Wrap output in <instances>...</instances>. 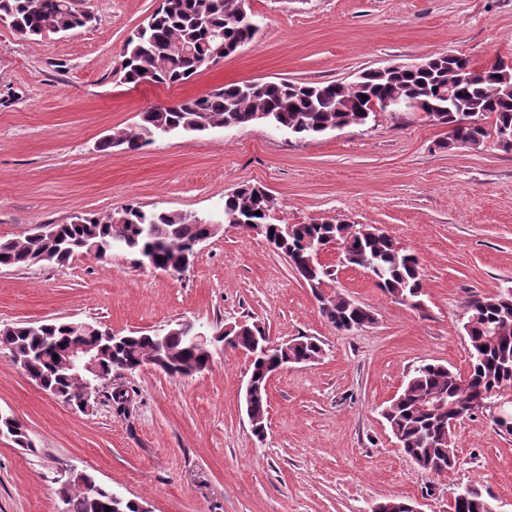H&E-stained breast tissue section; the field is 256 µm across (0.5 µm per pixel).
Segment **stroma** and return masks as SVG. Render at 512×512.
Here are the masks:
<instances>
[{"mask_svg":"<svg viewBox=\"0 0 512 512\" xmlns=\"http://www.w3.org/2000/svg\"><path fill=\"white\" fill-rule=\"evenodd\" d=\"M159 0H76L87 27L42 41L0 24V238L129 203L223 219L224 195L254 184L272 221L377 227L420 261V307L398 301L336 247L333 280L312 290L262 236L224 228L181 275L135 269L127 256L0 267V325L95 322L112 333L204 330L244 319L282 343L313 336L325 353L269 384L266 434L246 413L249 360L215 350L209 367L153 366L114 376L82 412L44 393L0 347V412L34 445L0 437V512H57L67 470L95 476L151 512H371L390 497L450 512L474 486L512 512V434L489 414L462 420L457 465L418 471L382 409L424 362L466 372L472 296L512 290V152L495 138L445 148L446 125L421 112H373L361 125L305 140L250 124L100 149L152 105L245 80L349 83L362 71L452 53L476 67L512 61V0H250L251 43L168 87L123 82L121 50ZM338 294L374 320L337 330L319 296ZM128 392L125 409L113 388Z\"/></svg>","mask_w":512,"mask_h":512,"instance_id":"1","label":"stroma"}]
</instances>
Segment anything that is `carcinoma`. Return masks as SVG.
<instances>
[{
  "instance_id": "carcinoma-1",
  "label": "carcinoma",
  "mask_w": 512,
  "mask_h": 512,
  "mask_svg": "<svg viewBox=\"0 0 512 512\" xmlns=\"http://www.w3.org/2000/svg\"><path fill=\"white\" fill-rule=\"evenodd\" d=\"M0 22L28 40L67 32L86 25L84 14L74 0H0ZM221 37L223 56L234 54L254 38L246 20L232 16L230 0H161L158 8L126 40L123 48V76L137 84L145 78L156 84H181L205 69L211 55L213 38ZM427 70H408L382 74L366 70L353 84L336 81L297 82L288 79L264 81L254 88L241 83L215 89L205 95L183 99L172 105H153L140 113L134 129L115 137H106L104 150L124 145L133 150L155 135L198 134L215 127L242 125L253 112H269L275 125L287 128L306 139L328 130L351 124H363L368 115L363 107L372 99L380 100L400 93L417 100L423 107L442 108L438 123L448 124V100L442 94L453 90L454 98L480 118L477 126L454 129V139L462 145L479 146L485 138L512 130V68L490 71L473 83H460L448 67V54L433 56ZM492 118L491 128L483 121ZM271 198L264 188L241 185L224 195L223 214H238L260 224L263 236L276 251L298 268L302 278L314 289L321 288L334 276L331 267L307 263L320 243L338 240L344 245V259L378 276L377 286L395 299L416 307L422 280L415 254L397 246L391 236L375 228L364 230L350 224L312 222L310 224H273ZM50 238L24 237L0 239V266L27 267L40 262L63 265L79 254L105 259L112 255V244L130 261H144L158 269H178L191 256L193 241L210 234L211 223L174 211L148 210L127 204L120 216L79 217V223L55 224ZM321 312L336 329L372 320V313L359 303L338 294L318 297ZM470 346L469 367L462 374L439 363L416 366L402 387L396 401L389 403L382 416L391 433L398 437L403 451L419 469L443 474L456 466L454 447L443 440L448 431V414H435L427 406L434 396L444 398L445 406L468 410L481 393L492 397L512 391V291L488 294L472 299L464 325ZM263 328L242 322L234 326L235 341L229 349L250 350ZM191 323L182 321L166 337L150 333H130L119 339L103 330L99 335L80 336L98 350L101 371L112 376L117 366L129 371L139 369L163 356L161 369L170 376H189L210 359L211 345L192 340ZM75 338L67 322L16 323L0 328V344L10 351L13 361L29 366L44 390L60 400L80 393L82 377L53 358L58 350ZM322 342L300 336L279 350L285 364L314 363L322 358ZM269 357L251 361L250 377L256 391L249 408V421L255 431L266 427L268 418ZM0 432L7 433L22 448L33 443L26 430L7 416H0ZM112 489L96 482L86 472H71L57 490L65 512H106L112 506ZM456 501L453 512H489L482 493L472 487Z\"/></svg>"
}]
</instances>
